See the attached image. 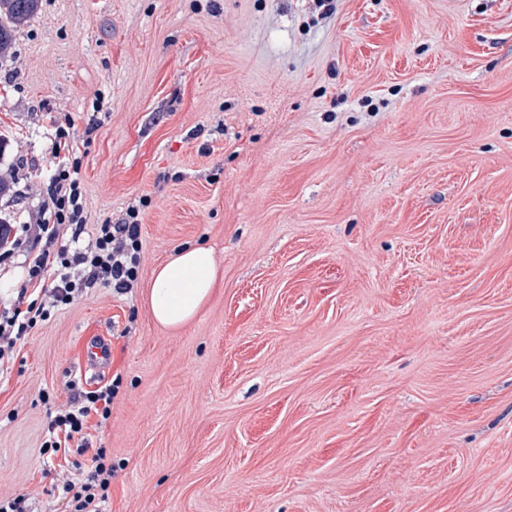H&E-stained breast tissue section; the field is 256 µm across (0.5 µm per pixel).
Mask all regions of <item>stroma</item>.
<instances>
[{"label":"stroma","mask_w":512,"mask_h":512,"mask_svg":"<svg viewBox=\"0 0 512 512\" xmlns=\"http://www.w3.org/2000/svg\"><path fill=\"white\" fill-rule=\"evenodd\" d=\"M333 6L42 0L17 33L0 217L64 117L87 236L136 205L142 247L17 343L0 497L63 512L41 447L101 337L107 512H512V0ZM186 244L223 279L170 331L144 292ZM109 345L106 340H95L87 344L82 360L79 362L77 369L79 370L82 380L91 381L92 377H88L90 371L96 370L103 362L109 359Z\"/></svg>","instance_id":"obj_1"}]
</instances>
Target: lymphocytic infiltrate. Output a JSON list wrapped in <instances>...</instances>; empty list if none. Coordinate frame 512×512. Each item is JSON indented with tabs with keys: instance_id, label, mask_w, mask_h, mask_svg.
I'll list each match as a JSON object with an SVG mask.
<instances>
[{
	"instance_id": "obj_1",
	"label": "lymphocytic infiltrate",
	"mask_w": 512,
	"mask_h": 512,
	"mask_svg": "<svg viewBox=\"0 0 512 512\" xmlns=\"http://www.w3.org/2000/svg\"><path fill=\"white\" fill-rule=\"evenodd\" d=\"M53 155H65L49 178L46 198L38 208L28 243H21L14 225L0 226V261L25 248L28 265L26 305L0 312V369L11 363L18 340L28 336L55 309L69 304L75 293L109 287L123 294L138 279L141 261L139 211L129 207L118 224L98 225L92 243H84L86 229L81 163L73 155L69 133L55 124ZM118 380L91 390L74 389L69 405L49 421L48 438L41 453L46 459L75 455L77 475L65 480L58 496L65 512H104L112 482V456L104 446L93 445L90 420L105 424L118 392Z\"/></svg>"
}]
</instances>
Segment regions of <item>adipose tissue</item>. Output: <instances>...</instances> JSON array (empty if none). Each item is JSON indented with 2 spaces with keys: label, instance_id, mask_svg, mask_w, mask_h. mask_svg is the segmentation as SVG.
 Masks as SVG:
<instances>
[{
  "label": "adipose tissue",
  "instance_id": "adipose-tissue-1",
  "mask_svg": "<svg viewBox=\"0 0 512 512\" xmlns=\"http://www.w3.org/2000/svg\"><path fill=\"white\" fill-rule=\"evenodd\" d=\"M219 283V266L211 248L184 245L155 268L147 292L152 317L177 329L192 321Z\"/></svg>",
  "mask_w": 512,
  "mask_h": 512
}]
</instances>
